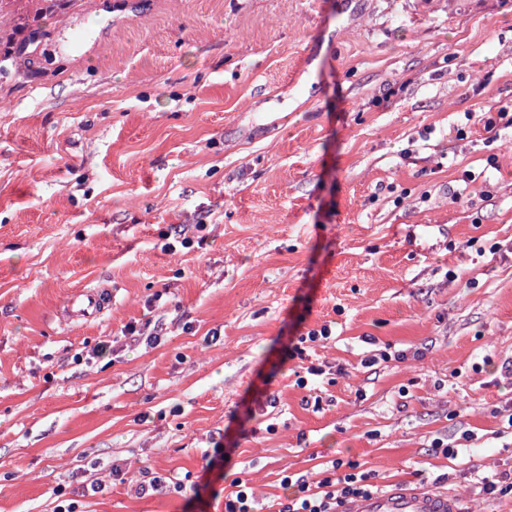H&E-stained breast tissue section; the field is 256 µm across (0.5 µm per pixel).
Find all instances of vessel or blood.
I'll return each mask as SVG.
<instances>
[{
  "label": "vessel or blood",
  "instance_id": "b4317fda",
  "mask_svg": "<svg viewBox=\"0 0 512 512\" xmlns=\"http://www.w3.org/2000/svg\"><path fill=\"white\" fill-rule=\"evenodd\" d=\"M338 512H463V509L454 496L395 484L343 502Z\"/></svg>",
  "mask_w": 512,
  "mask_h": 512
}]
</instances>
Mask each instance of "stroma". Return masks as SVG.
I'll return each instance as SVG.
<instances>
[{"label":"stroma","instance_id":"obj_1","mask_svg":"<svg viewBox=\"0 0 512 512\" xmlns=\"http://www.w3.org/2000/svg\"><path fill=\"white\" fill-rule=\"evenodd\" d=\"M510 104L512 0H19L0 512H224L238 479L277 512L336 459L512 512L476 482L512 472V131L464 119Z\"/></svg>","mask_w":512,"mask_h":512}]
</instances>
